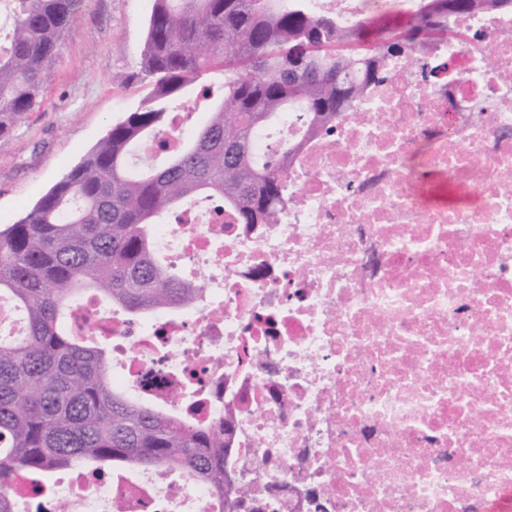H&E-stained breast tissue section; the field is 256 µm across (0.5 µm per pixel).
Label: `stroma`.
<instances>
[{"label": "stroma", "instance_id": "stroma-1", "mask_svg": "<svg viewBox=\"0 0 512 512\" xmlns=\"http://www.w3.org/2000/svg\"><path fill=\"white\" fill-rule=\"evenodd\" d=\"M153 0H85L40 104L0 137V224L17 221L150 88L137 76Z\"/></svg>", "mask_w": 512, "mask_h": 512}]
</instances>
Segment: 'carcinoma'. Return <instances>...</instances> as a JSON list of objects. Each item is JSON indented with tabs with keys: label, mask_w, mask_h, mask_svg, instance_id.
Returning <instances> with one entry per match:
<instances>
[{
	"label": "carcinoma",
	"mask_w": 512,
	"mask_h": 512,
	"mask_svg": "<svg viewBox=\"0 0 512 512\" xmlns=\"http://www.w3.org/2000/svg\"><path fill=\"white\" fill-rule=\"evenodd\" d=\"M422 10L344 27L304 0H154L139 75L152 91L23 218L0 224V301L26 320L0 334V512H19L9 488L24 472L43 482L62 470L185 468L224 495V429L194 426L138 402L112 382L110 350L71 327L87 297L130 317L188 308L202 281L188 282L152 248L153 226L198 198H218L242 224L277 223L286 168L259 162L255 130L298 104L313 125L351 111L385 78L386 59L410 55L452 31L465 14L512 0H421ZM84 0H0L13 25L0 38V136L39 104L44 71ZM364 47L343 52L342 43ZM224 93L195 139L165 161L133 162L171 114ZM197 85L195 99L180 101Z\"/></svg>",
	"instance_id": "carcinoma-1"
}]
</instances>
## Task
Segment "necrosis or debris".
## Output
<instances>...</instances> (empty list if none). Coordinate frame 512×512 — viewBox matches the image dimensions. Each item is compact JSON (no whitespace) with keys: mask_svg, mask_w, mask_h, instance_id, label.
<instances>
[{"mask_svg":"<svg viewBox=\"0 0 512 512\" xmlns=\"http://www.w3.org/2000/svg\"><path fill=\"white\" fill-rule=\"evenodd\" d=\"M307 4L349 28L418 8ZM387 67L335 125L292 107L255 132L257 159L287 164L277 223L195 201L156 226L199 304L70 314L111 344L116 386L229 428L241 512H512V11ZM12 493L39 512L223 510L166 467L81 471L48 499L21 474Z\"/></svg>","mask_w":512,"mask_h":512,"instance_id":"4bbe7bcc","label":"necrosis or debris"}]
</instances>
